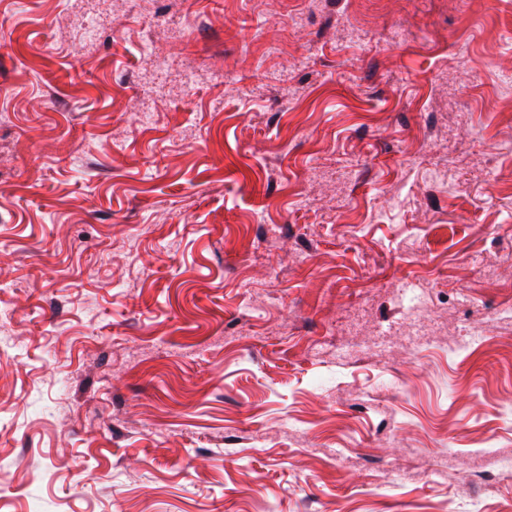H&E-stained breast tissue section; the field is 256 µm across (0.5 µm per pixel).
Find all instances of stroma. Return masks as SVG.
I'll list each match as a JSON object with an SVG mask.
<instances>
[{
	"label": "stroma",
	"instance_id": "35a3bbf8",
	"mask_svg": "<svg viewBox=\"0 0 512 512\" xmlns=\"http://www.w3.org/2000/svg\"><path fill=\"white\" fill-rule=\"evenodd\" d=\"M503 456L512 0H0V512H512Z\"/></svg>",
	"mask_w": 512,
	"mask_h": 512
}]
</instances>
